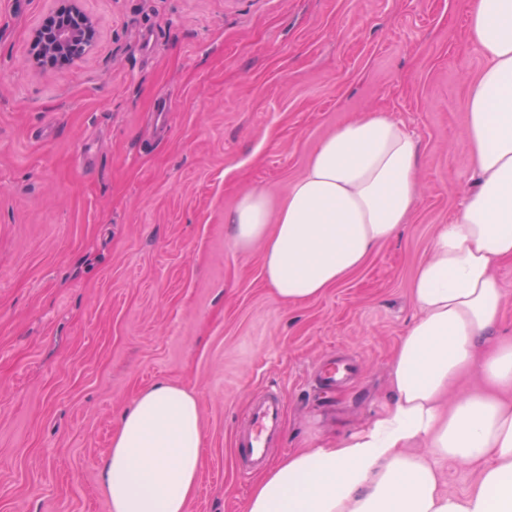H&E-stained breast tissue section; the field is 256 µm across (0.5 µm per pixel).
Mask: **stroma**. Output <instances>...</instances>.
<instances>
[{
	"mask_svg": "<svg viewBox=\"0 0 512 512\" xmlns=\"http://www.w3.org/2000/svg\"><path fill=\"white\" fill-rule=\"evenodd\" d=\"M468 2L84 0L94 47L43 71L32 32L68 0H0V512H109L102 460L159 381L200 401L189 512H243L232 437L257 390L285 400L273 462L384 408L412 276L472 185ZM370 111L416 134V210L324 296L284 304L224 216L246 190L285 195ZM325 356L359 365L329 398L310 379Z\"/></svg>",
	"mask_w": 512,
	"mask_h": 512,
	"instance_id": "obj_1",
	"label": "stroma"
}]
</instances>
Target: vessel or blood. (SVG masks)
<instances>
[{"label":"vessel or blood","mask_w":512,"mask_h":512,"mask_svg":"<svg viewBox=\"0 0 512 512\" xmlns=\"http://www.w3.org/2000/svg\"><path fill=\"white\" fill-rule=\"evenodd\" d=\"M351 372L349 364L328 360L318 365L316 378L320 385L333 387ZM284 410L285 401L277 390L264 389L255 394L235 433V463L240 476H247L264 464L268 448L277 443L283 428Z\"/></svg>","instance_id":"obj_1"}]
</instances>
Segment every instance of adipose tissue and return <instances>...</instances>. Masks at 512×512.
I'll return each mask as SVG.
<instances>
[{"label": "adipose tissue", "mask_w": 512, "mask_h": 512, "mask_svg": "<svg viewBox=\"0 0 512 512\" xmlns=\"http://www.w3.org/2000/svg\"><path fill=\"white\" fill-rule=\"evenodd\" d=\"M469 42L484 59L462 137L473 187L410 284L417 316L389 362L391 401L368 425L262 471L244 512H512V337L498 336L512 260V0H470ZM417 139L368 112L326 136L285 197L244 193L225 218L236 250L259 249L282 302L318 299L408 224ZM476 386L460 388L465 376ZM197 394L160 382L124 412L103 462L109 512H188L202 465ZM474 467L462 494L441 462Z\"/></svg>", "instance_id": "1"}]
</instances>
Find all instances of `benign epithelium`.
Wrapping results in <instances>:
<instances>
[{
  "label": "benign epithelium",
  "instance_id": "benign-epithelium-1",
  "mask_svg": "<svg viewBox=\"0 0 512 512\" xmlns=\"http://www.w3.org/2000/svg\"><path fill=\"white\" fill-rule=\"evenodd\" d=\"M82 0H70L71 12L80 19L76 26L41 24L31 37V62L40 69H50L59 63L73 64L95 44L99 21L87 14Z\"/></svg>",
  "mask_w": 512,
  "mask_h": 512
}]
</instances>
